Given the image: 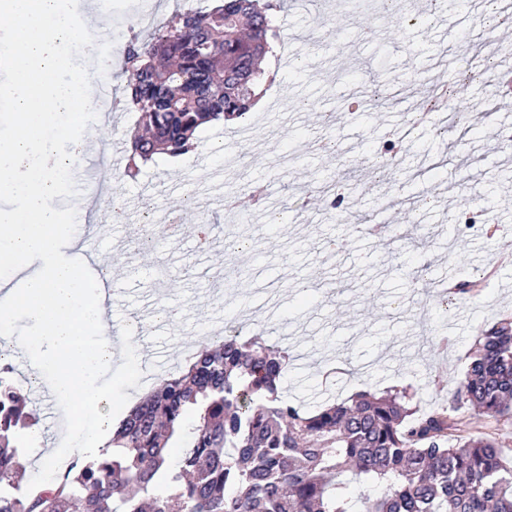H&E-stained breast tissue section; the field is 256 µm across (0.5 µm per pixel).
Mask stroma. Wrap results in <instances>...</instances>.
<instances>
[{"label": "stroma", "instance_id": "35a3bbf8", "mask_svg": "<svg viewBox=\"0 0 512 512\" xmlns=\"http://www.w3.org/2000/svg\"><path fill=\"white\" fill-rule=\"evenodd\" d=\"M419 25L385 16L380 0H288L287 49L262 63L272 82L267 107L241 122L203 129L195 152L155 158L137 179L123 175L125 152L98 160L112 200L97 254L112 266V315L119 353L103 381L113 403L149 393L197 350L200 329L218 330L232 316L264 327L291 366L281 392L314 410L358 391L412 386L421 409L448 403L485 329L512 320V150L500 144L512 128V93L492 95L512 64V41L499 40L498 0H479L463 35L460 7L430 17L415 0ZM178 0H112L106 25L123 46L150 20L167 19ZM492 43V72L470 77L471 53ZM404 138L384 177L379 144ZM344 180L348 215L401 226L402 240L375 234L331 214L323 181ZM192 225L177 240L140 248L179 201ZM486 223L468 224L470 211ZM414 223H404L407 211ZM336 248L326 249V240ZM235 270V288H210L206 272ZM478 282L475 295L449 293ZM178 323L160 316L169 305ZM448 345L433 346L432 336ZM10 380L22 388L37 435L21 453L32 461L19 485L43 478L48 449L68 445L72 408L38 403L53 388L50 372L35 385L29 360L10 357Z\"/></svg>", "mask_w": 512, "mask_h": 512}]
</instances>
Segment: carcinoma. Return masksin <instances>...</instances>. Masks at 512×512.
I'll list each match as a JSON object with an SVG mask.
<instances>
[{
    "label": "carcinoma",
    "instance_id": "obj_1",
    "mask_svg": "<svg viewBox=\"0 0 512 512\" xmlns=\"http://www.w3.org/2000/svg\"><path fill=\"white\" fill-rule=\"evenodd\" d=\"M287 7L221 0L124 44L125 107L142 129L124 176L135 179L157 154L186 155L200 130L246 116ZM9 372L0 368V512H512V462L471 427L474 418L512 422L511 321L480 336L450 405L428 412L411 405L408 387L306 412L279 394L288 354L263 333L205 338L120 422L112 453L32 496L16 492V478L34 420ZM184 429L187 449L173 462ZM160 482L168 495L155 492Z\"/></svg>",
    "mask_w": 512,
    "mask_h": 512
}]
</instances>
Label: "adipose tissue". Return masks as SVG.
Masks as SVG:
<instances>
[{"mask_svg": "<svg viewBox=\"0 0 512 512\" xmlns=\"http://www.w3.org/2000/svg\"><path fill=\"white\" fill-rule=\"evenodd\" d=\"M0 35L9 40L0 68L11 75L0 86L10 104L9 129L0 133V195L15 203L0 210V267L41 261L40 272L21 288L0 294V324L19 314L29 319L23 351L36 368L52 372L55 395L76 411V446L50 453L44 463L53 486L71 458L103 453L115 429L112 417L100 412L112 398L100 376L117 356L103 288L59 256L60 241L76 240V225L111 208L112 196L66 213L55 204L64 171L109 140L104 119L89 120L87 110L97 84L112 77V59L100 51L109 42L105 25L86 31L68 0H0ZM64 69L70 79H59ZM58 111L70 117L74 150L66 156L49 130Z\"/></svg>", "mask_w": 512, "mask_h": 512, "instance_id": "ef3b65f1", "label": "adipose tissue"}]
</instances>
